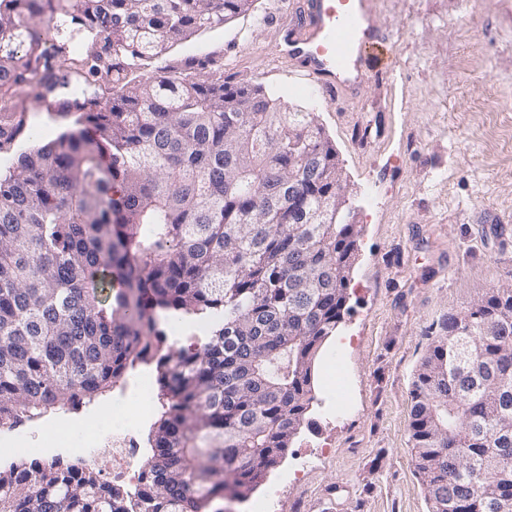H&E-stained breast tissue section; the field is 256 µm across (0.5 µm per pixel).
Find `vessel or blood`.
<instances>
[{
	"mask_svg": "<svg viewBox=\"0 0 512 512\" xmlns=\"http://www.w3.org/2000/svg\"><path fill=\"white\" fill-rule=\"evenodd\" d=\"M375 0H305L304 20L287 29L282 52L326 93L355 95L369 60L389 61L388 36L374 21Z\"/></svg>",
	"mask_w": 512,
	"mask_h": 512,
	"instance_id": "1",
	"label": "vessel or blood"
}]
</instances>
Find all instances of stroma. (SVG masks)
Here are the masks:
<instances>
[{
  "mask_svg": "<svg viewBox=\"0 0 512 512\" xmlns=\"http://www.w3.org/2000/svg\"><path fill=\"white\" fill-rule=\"evenodd\" d=\"M296 20L282 0H255L166 55H223L225 75L315 113L362 226L343 320L314 375L322 386L326 365L341 364L350 409L337 417L333 402L315 398L278 465L247 500H225L224 512H254L274 486L273 512H330V490L331 512H428L410 441L413 374L445 314L512 285V0H376L394 63L370 68L354 100L323 94L279 54ZM15 101L33 131L22 148L65 131L39 89ZM59 417L17 425L26 442L0 465L51 462L42 448ZM12 431L1 429L0 440Z\"/></svg>",
  "mask_w": 512,
  "mask_h": 512,
  "instance_id": "35a3bbf8",
  "label": "stroma"
}]
</instances>
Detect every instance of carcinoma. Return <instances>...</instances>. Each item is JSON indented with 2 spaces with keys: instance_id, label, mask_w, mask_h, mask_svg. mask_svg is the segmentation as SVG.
Instances as JSON below:
<instances>
[{
  "instance_id": "carcinoma-1",
  "label": "carcinoma",
  "mask_w": 512,
  "mask_h": 512,
  "mask_svg": "<svg viewBox=\"0 0 512 512\" xmlns=\"http://www.w3.org/2000/svg\"><path fill=\"white\" fill-rule=\"evenodd\" d=\"M253 2L0 0V153L25 136L21 88L74 125L0 177V428L152 359L169 396L135 502L86 465L20 460L0 469V512H205L247 498L306 420L361 232L336 212V149L213 54L144 76ZM186 317L206 322L201 347L160 354ZM410 440L429 512H512V288L431 332Z\"/></svg>"
}]
</instances>
